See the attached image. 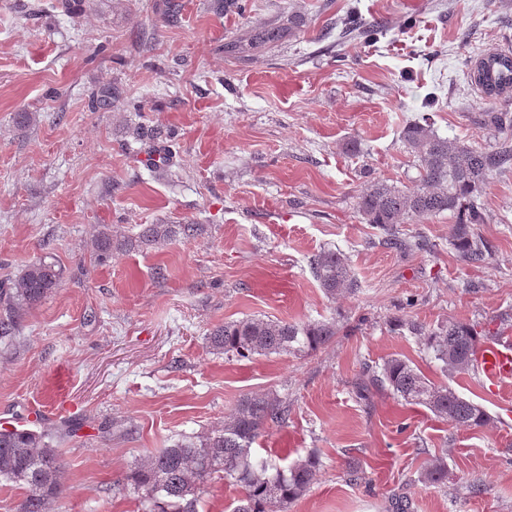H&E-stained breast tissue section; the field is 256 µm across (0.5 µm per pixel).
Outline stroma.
Masks as SVG:
<instances>
[{"instance_id":"1","label":"stroma","mask_w":512,"mask_h":512,"mask_svg":"<svg viewBox=\"0 0 512 512\" xmlns=\"http://www.w3.org/2000/svg\"><path fill=\"white\" fill-rule=\"evenodd\" d=\"M0 0V281L43 256L59 288L0 345V424L60 435L63 493L53 512H140L126 472L179 435L223 426L246 395L276 392L288 422L253 444L286 463L317 456L316 477L287 512H512V389L492 393L450 377L395 318L462 320L512 333V168L485 190L475 231L486 262H463L455 213L401 225L424 251L379 243L356 197L370 182L410 185L418 160L401 139L430 114L440 136L479 148L512 121V92L486 97L470 80L485 55H512V0ZM380 21L375 40L340 38L347 18ZM282 39L257 44L265 28ZM117 105L103 107L100 90ZM31 112L29 126L17 115ZM167 137L158 170L134 125ZM202 224L198 237L113 253L98 262L101 225L114 236L143 224ZM339 250L360 289L324 295L308 258ZM415 306H406L407 297ZM258 316L335 319L338 332L302 355L229 358L207 337ZM389 357L481 405L482 427L450 425L386 391L362 401L354 383ZM66 389L74 416L54 402ZM44 412L28 421L30 407ZM85 425L68 436L72 418ZM436 456L448 482H422ZM361 481H351L349 463Z\"/></svg>"}]
</instances>
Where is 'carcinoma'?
<instances>
[{"label": "carcinoma", "mask_w": 512, "mask_h": 512, "mask_svg": "<svg viewBox=\"0 0 512 512\" xmlns=\"http://www.w3.org/2000/svg\"><path fill=\"white\" fill-rule=\"evenodd\" d=\"M345 32L371 40L380 32L377 23L350 19ZM474 84L487 95L512 90V57L493 55L475 67ZM410 152L419 159V175L409 187L383 181L370 183L357 197L356 208L367 224L378 228L388 248L424 250L423 240H405L398 225L417 217L444 212L459 214L450 235L461 258L472 265L487 260L489 245L472 227L484 223L483 189L493 174L512 167V141L504 139L492 149L475 148L439 136L430 122L412 121L402 132ZM204 231L202 224H144L137 236L116 238L106 225L93 240L99 260L112 251H129L162 245L177 238L190 239ZM309 268L323 293H355L360 285L347 259L336 250H323L309 259ZM63 268L55 260L41 258L28 264L14 280L0 283V339L9 342L24 316L59 287ZM409 333L422 338L445 374H470L484 337L470 322L450 320L435 329L409 320ZM336 336V323L274 321L247 317L224 323L209 334L212 350L227 357L296 355L314 351ZM386 390L409 405L424 407L455 426L478 428L488 420L485 410L446 386L431 382L411 361L390 357L367 368L355 383L359 399ZM288 421V403L267 392L246 395L235 412L204 436H182L165 448L145 455L126 473L123 485L137 493L143 512H197L203 486L220 475L239 488L232 512H285L286 506L308 491L320 462L315 457L297 460L281 468L270 458H260L251 445L271 426ZM62 463L55 437L46 432L0 425V479L24 491L18 512H51L62 493ZM422 481L448 482V464L443 456L428 463Z\"/></svg>", "instance_id": "carcinoma-1"}]
</instances>
